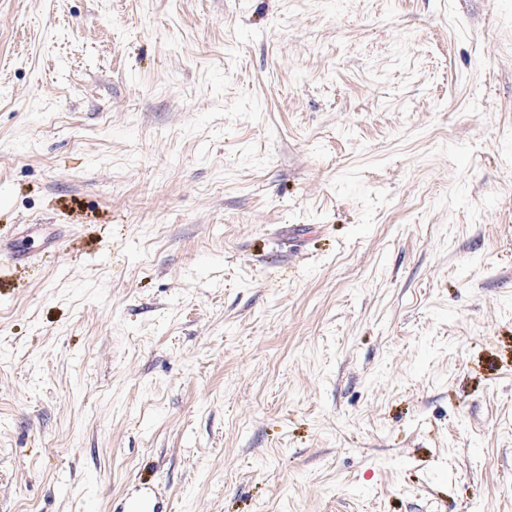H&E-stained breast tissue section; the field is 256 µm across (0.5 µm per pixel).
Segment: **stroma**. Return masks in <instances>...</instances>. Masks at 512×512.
<instances>
[{
    "label": "stroma",
    "mask_w": 512,
    "mask_h": 512,
    "mask_svg": "<svg viewBox=\"0 0 512 512\" xmlns=\"http://www.w3.org/2000/svg\"><path fill=\"white\" fill-rule=\"evenodd\" d=\"M0 512H512V0H0ZM169 499L152 484L140 483L119 498H114L111 512H171Z\"/></svg>",
    "instance_id": "1"
}]
</instances>
